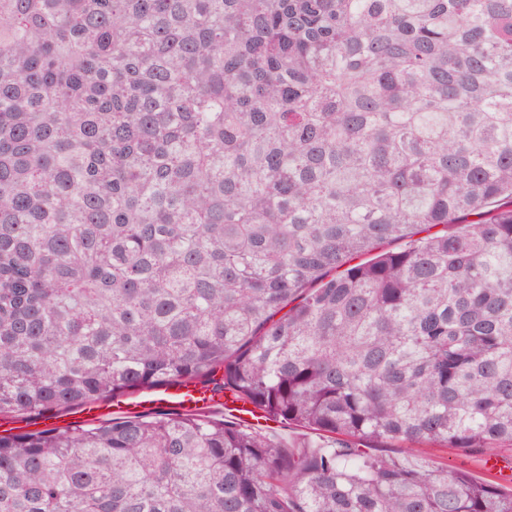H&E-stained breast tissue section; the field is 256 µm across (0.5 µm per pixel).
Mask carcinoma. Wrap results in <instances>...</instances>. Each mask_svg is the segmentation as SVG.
<instances>
[{
  "mask_svg": "<svg viewBox=\"0 0 512 512\" xmlns=\"http://www.w3.org/2000/svg\"><path fill=\"white\" fill-rule=\"evenodd\" d=\"M174 382L329 442L0 434V512H512L370 452L512 449V0H0V419Z\"/></svg>",
  "mask_w": 512,
  "mask_h": 512,
  "instance_id": "cac0c4a2",
  "label": "carcinoma"
}]
</instances>
